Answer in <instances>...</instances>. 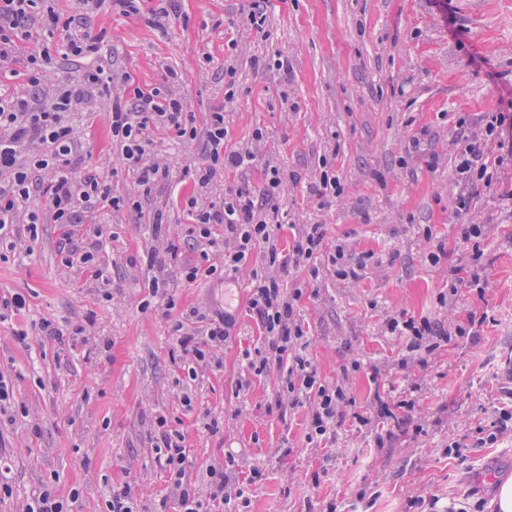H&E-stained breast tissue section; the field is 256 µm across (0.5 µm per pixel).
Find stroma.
I'll return each instance as SVG.
<instances>
[{
	"instance_id": "stroma-1",
	"label": "stroma",
	"mask_w": 512,
	"mask_h": 512,
	"mask_svg": "<svg viewBox=\"0 0 512 512\" xmlns=\"http://www.w3.org/2000/svg\"><path fill=\"white\" fill-rule=\"evenodd\" d=\"M445 2L443 12L434 0H266L259 32L246 22L250 0H172L160 20L148 17L157 0H143L136 22L106 6L44 0L60 17L55 42L72 31L102 35L94 59L128 88L181 96L199 127L223 111L228 149L255 144L253 166L216 179L207 197L258 189L270 164L284 172L279 252L291 254L310 224L323 226L327 247L280 284L303 316L305 356L348 401L335 432L314 439L311 406L293 405L278 372H246L244 351L265 344L247 308L263 252L232 280L191 285L179 267L199 262L200 249L177 239L180 264L163 274L175 305L166 317L142 310L158 274L148 222L159 210L165 223H189L179 199L194 191L190 171L206 149L201 137L186 146L168 139L156 149L169 181L142 213L95 214L102 281L64 265L54 225H40L35 244L0 246V297L27 300L25 312L0 319V377L14 393L0 415V474L13 491L0 512H22L47 486L63 497L78 491L71 512H103L110 490L126 484L140 512H154L169 492L151 449L162 419L184 433L199 492L210 465L248 484V507L233 501L231 512H492L499 484L512 478V428L491 445L477 439L512 406V161L462 214L454 161L460 133H481L483 116L512 111V0ZM277 55L287 71L272 67ZM111 108L110 97L90 93L76 170L113 172V194L133 197L139 187L118 167ZM324 171L340 195H314ZM463 224L481 225L482 236L463 240ZM335 245L372 253L358 279L337 278ZM460 266L474 267L482 284H459L452 296ZM192 307L204 321L181 323ZM226 312L235 326L212 350L220 367L189 379L176 324L200 338L206 320ZM402 316L452 329L471 316L478 323L434 351L411 352L385 331ZM46 321L60 338L47 337ZM403 400L412 410L398 409ZM384 402L395 419L380 418Z\"/></svg>"
}]
</instances>
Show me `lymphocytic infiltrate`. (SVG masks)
<instances>
[{
    "label": "lymphocytic infiltrate",
    "instance_id": "1",
    "mask_svg": "<svg viewBox=\"0 0 512 512\" xmlns=\"http://www.w3.org/2000/svg\"><path fill=\"white\" fill-rule=\"evenodd\" d=\"M35 6L36 0H0V70L17 58H24L29 67L26 81L33 87L41 82L39 62L50 55L48 43L32 32ZM95 89L108 92L112 98V110L106 116L112 139L121 147L122 165L135 173L144 194H151L170 175L169 167L158 159L154 149L160 134L184 144L205 137L209 150L194 168V183L201 189L208 188L219 173L244 169L255 161L250 149H226L228 131L223 112L209 113L204 128H197L182 97L153 88L135 90L133 98H126L118 76L99 65L84 71L80 87H61L40 97H29L0 84V232L24 223L30 233H37L41 218L46 215L69 241L81 222L80 210L86 205L141 211L140 201L113 195L107 176L76 173L83 140L73 117L85 95ZM456 172L460 187L457 208L467 211L478 197V187L491 186L493 181L489 160L477 137H465ZM264 176V186L258 194L246 188H231L223 197L205 205L195 195L183 199L182 205L192 218L188 235L221 253L223 259L219 266L206 256L196 264L184 266L187 283L215 276L229 278L262 247L280 273L304 265L321 251L325 231L322 225L314 224L302 235L292 256L279 258L274 230L281 225L277 196L284 173L269 166ZM249 308L262 324L267 346L247 357L248 371L256 375L272 370L282 372L296 403L313 405L312 432L322 437L334 431L336 406L344 394L341 389L322 384L316 368L297 354L296 348L305 337L304 327L277 276L254 275ZM231 323L228 315L212 320L201 342L180 335L177 343L191 357L187 369L190 378H198L200 372L211 367L209 350L223 346ZM153 448L168 475L179 512H217L231 499H244V488L232 485L227 472L214 467L206 471L209 496L201 498L187 476L185 435L180 430L160 426Z\"/></svg>",
    "mask_w": 512,
    "mask_h": 512
}]
</instances>
